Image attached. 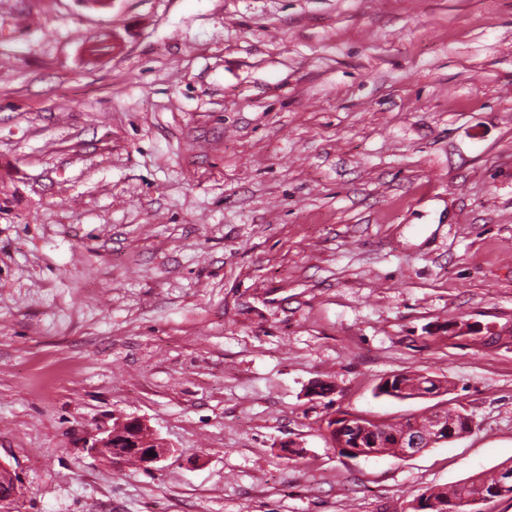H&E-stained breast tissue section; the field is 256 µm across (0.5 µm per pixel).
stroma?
Returning <instances> with one entry per match:
<instances>
[{
	"instance_id": "35a3bbf8",
	"label": "stroma",
	"mask_w": 512,
	"mask_h": 512,
	"mask_svg": "<svg viewBox=\"0 0 512 512\" xmlns=\"http://www.w3.org/2000/svg\"><path fill=\"white\" fill-rule=\"evenodd\" d=\"M401 372L471 431L340 455L327 416L432 406ZM118 414L168 458L90 455ZM0 461L12 512H412L511 462L512 0H0ZM390 381H392L391 386L392 388H395L396 384H403L399 385L400 390H396L395 393H398V396L396 397L399 400H409V399H416V398H430V397H436L445 391H447V387L443 384V381L436 379L431 376H426L419 373H398L394 374L391 377L382 379L381 382L378 385V389L380 393L386 394L388 393L386 390V387L389 385ZM438 382V385L436 382ZM424 384L425 386L430 387H437L441 389H433L431 391H426L424 389V386L421 385ZM407 386H414V385H420L419 387H406ZM446 387V389L444 387ZM443 387V388H442ZM20 490V479L15 470L0 461V510L10 512Z\"/></svg>"
}]
</instances>
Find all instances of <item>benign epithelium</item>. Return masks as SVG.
I'll use <instances>...</instances> for the list:
<instances>
[{
  "label": "benign epithelium",
  "instance_id": "1",
  "mask_svg": "<svg viewBox=\"0 0 512 512\" xmlns=\"http://www.w3.org/2000/svg\"><path fill=\"white\" fill-rule=\"evenodd\" d=\"M444 392L443 388L427 391L422 385L412 388L402 385L398 390L397 399L430 398ZM426 418V429H421L418 422H414L404 429L399 443L402 457H416L429 448L457 438L454 426L447 421L445 416L444 405L439 403L434 405L426 414ZM341 419V423H335L327 428V435L332 447L356 458L365 456L366 447L356 439L352 430L359 425L376 437L378 436L376 427H370L361 422L362 416L360 415H343ZM117 443L124 445L127 448V454L134 456L147 470L154 469L157 463L170 455L167 443L138 417H118V422L114 423L112 427L93 435L86 442V447L90 448L91 453L114 463L121 460V457L112 454V448ZM19 490L18 474L10 466L0 461V512H10V506L18 496Z\"/></svg>",
  "mask_w": 512,
  "mask_h": 512
}]
</instances>
